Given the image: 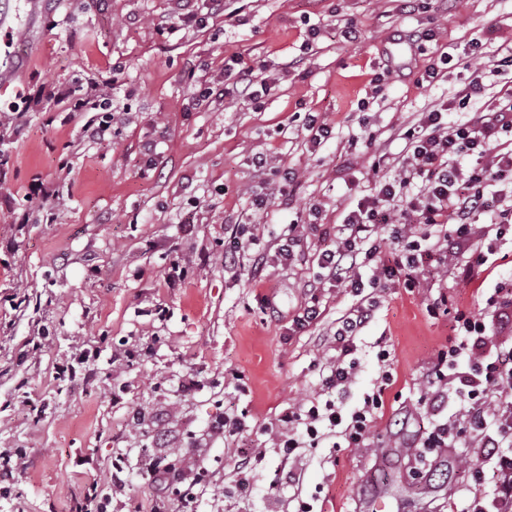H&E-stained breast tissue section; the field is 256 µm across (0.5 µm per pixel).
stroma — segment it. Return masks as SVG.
I'll return each mask as SVG.
<instances>
[{"label":"stroma","mask_w":512,"mask_h":512,"mask_svg":"<svg viewBox=\"0 0 512 512\" xmlns=\"http://www.w3.org/2000/svg\"><path fill=\"white\" fill-rule=\"evenodd\" d=\"M195 7L45 0L14 42L16 73L0 85V155L10 166L0 181V452L23 459L0 470V512H74L92 485L108 512H151L148 468L160 454L204 468L195 512H297L304 501L316 512H466L474 494L495 487L493 476L473 477L479 436L433 449L426 467L414 458L435 421L426 377L451 337L448 316L427 311L437 283L373 290L343 392L323 379L337 355L336 320L357 297L319 289L318 323L289 328L318 272L321 233L335 232L375 183L371 155L402 158L399 128L447 105L470 75L459 64L427 86L425 67L446 52L463 56L474 38L488 57L512 54V0H422L409 13L402 0H228L204 25L157 29ZM349 22L362 32L354 43L341 37ZM312 28L318 36L302 50ZM429 31L434 39L424 40ZM234 54L265 64L276 84L265 106L231 93L195 105L201 84L223 82ZM77 83L113 90L110 139L81 135L97 111L54 100ZM309 112L332 129L316 152L302 127ZM257 152L270 158L261 180ZM285 166L298 173L287 202L255 213L252 197L277 194ZM35 177L48 192L41 205L26 199ZM294 220L302 245L290 265L255 276L225 263L236 224H257L270 248ZM175 262L186 274L171 283ZM85 348L98 358L56 380V364ZM386 369L385 413L363 447L324 440L284 456L277 440L288 408L320 397L350 413ZM188 378L196 385L187 391ZM227 416L247 431L213 434ZM242 448L252 458L241 470Z\"/></svg>","instance_id":"35a3bbf8"}]
</instances>
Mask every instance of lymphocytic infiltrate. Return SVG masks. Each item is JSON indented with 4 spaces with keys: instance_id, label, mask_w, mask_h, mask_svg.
<instances>
[{
    "instance_id": "1",
    "label": "lymphocytic infiltrate",
    "mask_w": 512,
    "mask_h": 512,
    "mask_svg": "<svg viewBox=\"0 0 512 512\" xmlns=\"http://www.w3.org/2000/svg\"><path fill=\"white\" fill-rule=\"evenodd\" d=\"M224 76L232 80L236 96L257 107L273 90L272 83L256 75L254 66L238 54L225 60ZM399 136L409 152L406 162L396 167L386 152L373 154L370 167L380 178L373 191L345 213L335 244L318 250L319 282L343 285L357 295L368 286L412 289L418 286L420 273L434 276L451 263L458 284L467 287L478 282L480 269L496 254L498 242L512 234V94L505 104L454 124L445 122L441 110H429ZM481 218L487 227L478 236L473 226ZM381 225L390 230L386 246L375 236ZM233 237L253 246L254 269L288 265L301 245L293 224L271 253L256 249L252 230H234ZM370 263L376 269L366 281L360 269ZM430 310L450 316L454 337L439 352L431 371L433 390L427 403L441 406L447 392H454L462 416L435 421L419 452L448 447L466 431L494 428L488 468L497 482L491 494L473 497L469 512H512V341L486 346L487 338L512 334V282L494 288L485 312H472L445 292ZM371 315V306L361 304L338 318L334 337L341 357L325 378L327 387L349 383L351 369L344 358L352 353L354 338ZM463 360L469 363L465 372L458 369ZM383 405V394L377 391L347 419L330 400L290 409L281 417L288 431L279 446L288 455L317 447L318 426L325 422L338 428L346 447H361ZM485 469L476 468L475 476L483 477Z\"/></svg>"
}]
</instances>
